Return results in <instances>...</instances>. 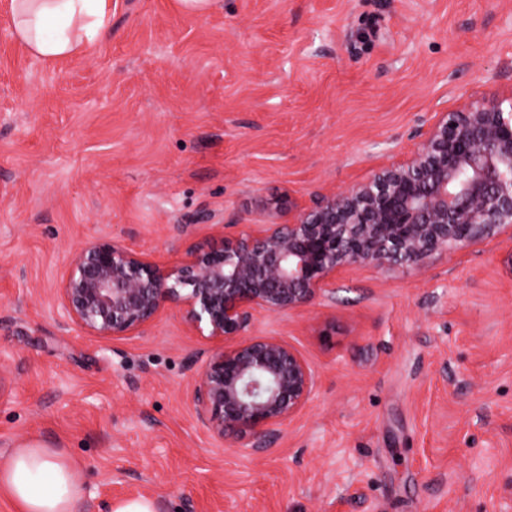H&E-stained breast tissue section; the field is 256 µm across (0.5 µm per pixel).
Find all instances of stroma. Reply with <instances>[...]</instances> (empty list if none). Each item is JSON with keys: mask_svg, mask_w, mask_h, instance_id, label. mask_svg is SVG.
<instances>
[{"mask_svg": "<svg viewBox=\"0 0 512 512\" xmlns=\"http://www.w3.org/2000/svg\"><path fill=\"white\" fill-rule=\"evenodd\" d=\"M491 100L512 104V0H112L86 54L0 38V463L63 449L82 512H512L508 236L255 312L316 374L262 453L197 421L217 344L178 307L101 337L56 300L84 243L163 264L287 222Z\"/></svg>", "mask_w": 512, "mask_h": 512, "instance_id": "35a3bbf8", "label": "stroma"}]
</instances>
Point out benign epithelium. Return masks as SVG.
I'll return each mask as SVG.
<instances>
[{
  "label": "benign epithelium",
  "instance_id": "obj_1",
  "mask_svg": "<svg viewBox=\"0 0 512 512\" xmlns=\"http://www.w3.org/2000/svg\"><path fill=\"white\" fill-rule=\"evenodd\" d=\"M512 232V110L477 102L443 112L411 156L316 199L286 224H250L159 264L111 240L77 250L58 288L63 317L95 336H125L167 303L223 346L201 366L194 406L216 437L262 452L308 403L315 374L272 336H248L254 312L290 311L336 274L421 270L439 252Z\"/></svg>",
  "mask_w": 512,
  "mask_h": 512
}]
</instances>
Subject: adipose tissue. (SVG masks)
Wrapping results in <instances>:
<instances>
[{
	"instance_id": "adipose-tissue-1",
	"label": "adipose tissue",
	"mask_w": 512,
	"mask_h": 512,
	"mask_svg": "<svg viewBox=\"0 0 512 512\" xmlns=\"http://www.w3.org/2000/svg\"><path fill=\"white\" fill-rule=\"evenodd\" d=\"M14 36L37 57L54 61L82 54L109 30L107 0H12ZM79 467L54 448L14 449L0 467V495L15 512H80Z\"/></svg>"
}]
</instances>
